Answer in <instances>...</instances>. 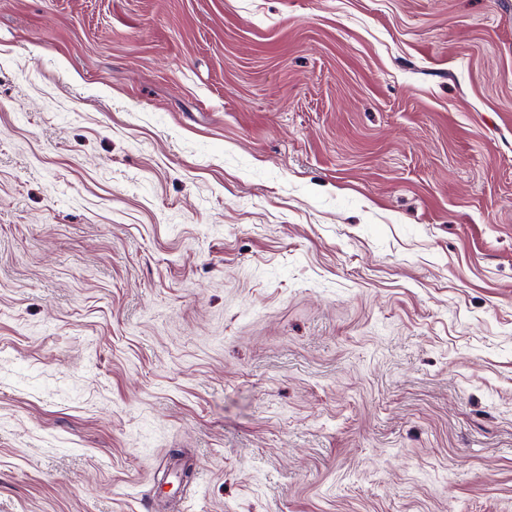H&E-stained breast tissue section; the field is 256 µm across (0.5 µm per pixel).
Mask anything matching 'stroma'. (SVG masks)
Wrapping results in <instances>:
<instances>
[{"label": "stroma", "instance_id": "stroma-1", "mask_svg": "<svg viewBox=\"0 0 512 512\" xmlns=\"http://www.w3.org/2000/svg\"><path fill=\"white\" fill-rule=\"evenodd\" d=\"M161 483L512 512V0H0V512Z\"/></svg>", "mask_w": 512, "mask_h": 512}]
</instances>
